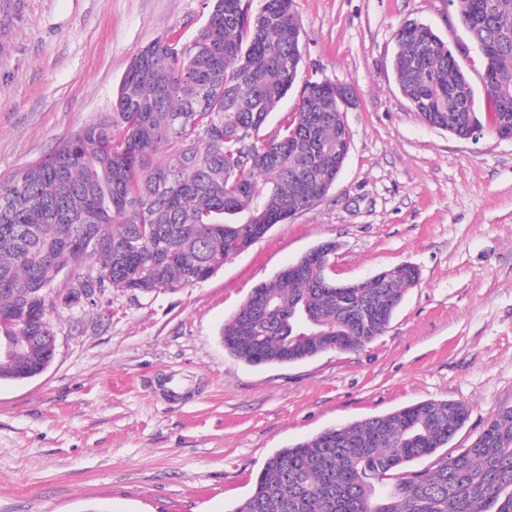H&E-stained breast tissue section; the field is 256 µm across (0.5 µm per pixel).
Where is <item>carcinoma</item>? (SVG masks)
Masks as SVG:
<instances>
[{
  "instance_id": "1",
  "label": "carcinoma",
  "mask_w": 512,
  "mask_h": 512,
  "mask_svg": "<svg viewBox=\"0 0 512 512\" xmlns=\"http://www.w3.org/2000/svg\"><path fill=\"white\" fill-rule=\"evenodd\" d=\"M480 51L488 96L475 90L448 44L415 20L395 33L392 70L428 125L469 139L512 127V0H450ZM294 0H212L187 42L141 48L113 112L86 124L43 159L0 182V382L41 374L53 361L40 340L43 308L82 291L153 294L203 282L237 239L256 242L326 195L350 151L336 83L302 79ZM296 107L263 134L288 94ZM276 275L224 324L228 352L249 365L365 348L389 326L418 271L385 269L375 282L330 273ZM462 403L429 400L327 429L271 455L253 492L231 512H512V407L470 447L424 469L464 426Z\"/></svg>"
}]
</instances>
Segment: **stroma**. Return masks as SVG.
<instances>
[{"label": "stroma", "instance_id": "35a3bbf8", "mask_svg": "<svg viewBox=\"0 0 512 512\" xmlns=\"http://www.w3.org/2000/svg\"><path fill=\"white\" fill-rule=\"evenodd\" d=\"M211 0H0V181L113 111L134 54L193 39ZM303 78L350 86L336 185L211 278L57 305L54 362L0 382V512H230L266 460L332 427L426 400L466 404L445 447L512 407V141L427 125L393 71L394 33L430 26L485 106L483 60L449 0H295ZM354 283L402 263L418 284L365 349L252 366L224 324L324 242Z\"/></svg>", "mask_w": 512, "mask_h": 512}]
</instances>
